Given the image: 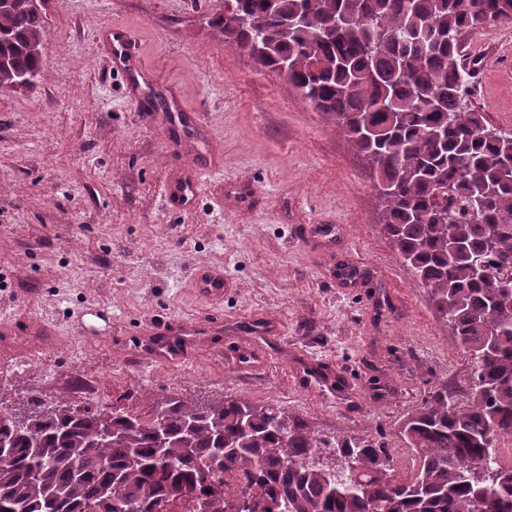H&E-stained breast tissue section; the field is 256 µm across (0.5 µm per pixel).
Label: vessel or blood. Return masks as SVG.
Instances as JSON below:
<instances>
[{
	"instance_id": "vessel-or-blood-1",
	"label": "vessel or blood",
	"mask_w": 512,
	"mask_h": 512,
	"mask_svg": "<svg viewBox=\"0 0 512 512\" xmlns=\"http://www.w3.org/2000/svg\"><path fill=\"white\" fill-rule=\"evenodd\" d=\"M97 40L107 50L112 67L127 71L142 83L149 84L155 79L147 67L138 39L126 28L111 26L100 29ZM168 112H156L140 108L139 122L146 127H154L161 121L173 123L174 133L169 138L173 150H181L183 143L179 132L188 129L195 135L196 142H203L205 127L200 113L179 111L177 97H170ZM222 165V157L215 152L198 154L191 169L173 176L165 185L163 195L166 203L175 209L189 206L199 190L200 175L215 171ZM194 284L199 294L209 301H216L224 295V273L217 267L202 264L196 269ZM220 317L193 320H161L146 324L138 333L140 348L136 360L140 363L178 364L188 359L200 343L201 337L223 328Z\"/></svg>"
}]
</instances>
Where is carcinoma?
I'll return each mask as SVG.
<instances>
[{
    "label": "carcinoma",
    "instance_id": "obj_1",
    "mask_svg": "<svg viewBox=\"0 0 512 512\" xmlns=\"http://www.w3.org/2000/svg\"><path fill=\"white\" fill-rule=\"evenodd\" d=\"M224 45L259 39V66L288 79L341 127L383 199L382 230L427 289L471 360L467 384L429 392L399 426L415 455L401 476L380 442L318 438L302 418L237 397L161 401L135 415L39 398L0 399V512H152L151 496L198 494L221 512L245 489L246 512H512V133L461 101L472 96L461 35L512 21V0H224L210 17ZM45 5L0 0V93L43 78ZM226 448L224 472L198 462ZM352 456L337 482L320 460ZM483 465L497 479L477 482Z\"/></svg>",
    "mask_w": 512,
    "mask_h": 512
}]
</instances>
